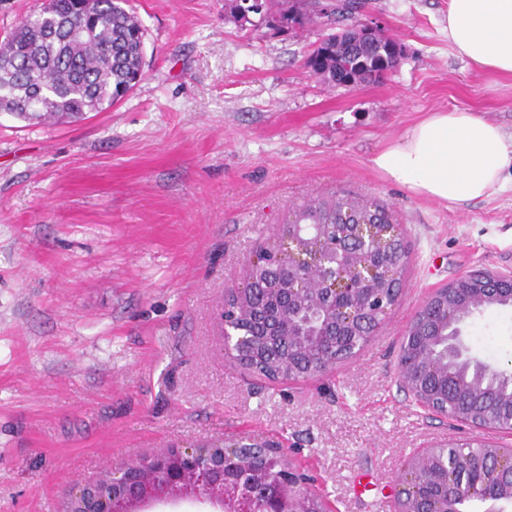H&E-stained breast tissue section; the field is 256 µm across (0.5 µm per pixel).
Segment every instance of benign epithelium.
I'll use <instances>...</instances> for the list:
<instances>
[{"label": "benign epithelium", "instance_id": "1", "mask_svg": "<svg viewBox=\"0 0 512 512\" xmlns=\"http://www.w3.org/2000/svg\"><path fill=\"white\" fill-rule=\"evenodd\" d=\"M341 223L352 231L340 240L328 241L319 232V225L309 224L301 214L292 212L288 220L285 238L274 237L273 242L257 252L246 263L247 276L240 286L226 289L222 312V341L224 351L232 361L245 366V357L261 343L275 349L280 343L276 335L275 319L266 315L261 320L263 331L258 332L249 325L236 321L233 305L242 295L252 289L261 274L276 262L288 261V287L273 284L270 291L276 297L288 300V305L297 306L304 301L313 303L320 310V318L312 332L316 336L313 348L321 350L324 344L336 343L347 330L360 324L369 328L373 336L381 328L389 308L401 295L400 281H395L392 298H371L358 307L353 296L362 285L371 284L380 271L387 278L396 274L387 267L376 265L371 259L380 235L373 224L342 216ZM383 233L390 234L386 243L393 245L395 262H406L407 250L397 224L386 225ZM313 272L318 276L319 287L308 288L305 275ZM470 276L481 285L482 305L479 310L499 306H512V275L494 274L485 270H474ZM467 314L448 319L428 337L429 357L448 368L461 371L459 382L471 389L482 390L497 379L512 381L499 367L469 353L464 343L463 328ZM458 419L474 431L494 429L512 437V418L502 425L491 419H479L458 415ZM230 448H253L275 458L282 454L275 441L255 442L242 438L228 444ZM424 455H433L448 472V482L454 485L448 498L429 505L426 509L413 511L408 504L419 499L415 495L421 477L412 460H407L395 498L394 512H508L512 508V485L504 486L494 480L497 472L512 471V441L494 443L475 435L464 442L451 445H435L422 450ZM207 455L197 446H176L163 453L144 458V464L161 476L165 485L174 492H152L146 489L144 479L139 476L141 466L127 464L99 478L87 479L72 485L68 498L72 503H82L93 495L94 505L90 512H167L184 501L192 500L196 486L205 484L208 495L202 499L206 512H233V503L238 498H248L259 504L257 512H313L308 507L312 492L299 474L289 465L280 466L273 474L260 470L246 484L224 473V462H206Z\"/></svg>", "mask_w": 512, "mask_h": 512}]
</instances>
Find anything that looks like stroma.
Wrapping results in <instances>:
<instances>
[{"label":"stroma","mask_w":512,"mask_h":512,"mask_svg":"<svg viewBox=\"0 0 512 512\" xmlns=\"http://www.w3.org/2000/svg\"><path fill=\"white\" fill-rule=\"evenodd\" d=\"M143 74L106 112L0 114V512H60L69 487L171 446L282 441L332 512H390L404 462L472 436L400 384L406 328L475 268L512 272V184L443 204L384 180L375 152L432 112L512 138V77L448 43L447 0H368L403 49L346 90L305 60L317 26L281 31L224 0H131ZM389 204L411 259L400 301L357 355L272 381L225 354L224 290L304 200ZM471 353L512 365V308L472 315Z\"/></svg>","instance_id":"stroma-1"}]
</instances>
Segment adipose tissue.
<instances>
[{
  "label": "adipose tissue",
  "mask_w": 512,
  "mask_h": 512,
  "mask_svg": "<svg viewBox=\"0 0 512 512\" xmlns=\"http://www.w3.org/2000/svg\"><path fill=\"white\" fill-rule=\"evenodd\" d=\"M448 41L477 67L512 76V0H448ZM371 165L413 194L469 202L502 189L512 140L472 112H433L374 154Z\"/></svg>",
  "instance_id": "1"
}]
</instances>
